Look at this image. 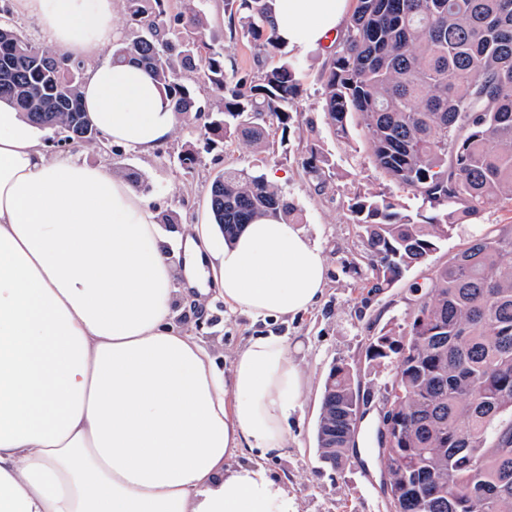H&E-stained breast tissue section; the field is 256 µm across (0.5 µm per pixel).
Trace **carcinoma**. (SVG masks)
Instances as JSON below:
<instances>
[{
	"mask_svg": "<svg viewBox=\"0 0 512 512\" xmlns=\"http://www.w3.org/2000/svg\"><path fill=\"white\" fill-rule=\"evenodd\" d=\"M230 35L276 41L270 0H224ZM127 21L147 29L113 45L112 62L149 69L176 115L205 116L207 141L259 146L272 118L286 126L301 88L296 61L258 75L228 71L196 11L168 0H126ZM324 112L341 138L358 119L376 166L407 190L416 212L382 191L347 201L359 228L366 287L380 293L439 250L458 224L512 201V0H356L332 48ZM84 64L59 57L0 24V100L60 141L98 144L82 108ZM202 71L197 87L177 73ZM221 97L220 116L199 98ZM322 185L330 160L316 146L303 162ZM209 210L226 238L258 213L295 208L262 176L230 169L214 179ZM408 329L372 338L366 358L396 364L385 398L398 417L377 450L397 494L389 512H512V224L472 239L438 267ZM364 396L354 368L325 383L316 424L321 461L336 470L354 444Z\"/></svg>",
	"mask_w": 512,
	"mask_h": 512,
	"instance_id": "obj_1",
	"label": "carcinoma"
}]
</instances>
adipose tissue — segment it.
<instances>
[{
  "label": "adipose tissue",
  "instance_id": "obj_1",
  "mask_svg": "<svg viewBox=\"0 0 512 512\" xmlns=\"http://www.w3.org/2000/svg\"><path fill=\"white\" fill-rule=\"evenodd\" d=\"M53 51L93 57L113 0H15ZM279 44L324 48L351 0H273ZM82 102L113 143L153 151L176 115L144 69L91 65ZM175 271L156 211L101 166L50 156L0 102V512H297L264 462L287 443L301 345L259 334L229 370L177 327L183 298L294 317L328 269L297 225L261 217L232 240L196 224ZM241 454L245 463L226 469Z\"/></svg>",
  "mask_w": 512,
  "mask_h": 512
}]
</instances>
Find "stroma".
Returning <instances> with one entry per match:
<instances>
[{
	"mask_svg": "<svg viewBox=\"0 0 512 512\" xmlns=\"http://www.w3.org/2000/svg\"><path fill=\"white\" fill-rule=\"evenodd\" d=\"M170 6L175 12L192 7L206 17V39L223 48L227 68L253 74L282 60L298 59L297 79L302 93L288 125L272 126L270 149L260 152L238 140L206 145L199 122L190 117L178 119L170 139L148 153L87 145L58 148L54 145L57 134L52 130L44 131L43 140L50 143L52 156L78 164L104 165L117 175L137 173L144 197L158 204L161 212L176 214V223L166 227L173 237L192 225L209 221L210 185L224 170L275 175L276 186L302 214L301 229L317 243L328 266L322 298L302 315L262 322L229 312L223 298L212 292L203 303L180 304L177 322L197 330L224 367L230 365L237 348L257 333L272 332L301 341L302 348L295 355L301 372L299 406L288 419L287 446L280 457L269 461V469L274 477L287 481L299 512H387L381 489L383 465L376 453L378 426H359L358 432L365 438V453L349 454L342 468L330 469L318 459L315 427L326 377L335 364L352 365L366 397L364 412L380 411L395 370L367 360L366 348L371 338L384 329H403L410 320L414 287L426 285L433 270L473 236L498 224H512V203L488 207L481 223L457 225L443 248L426 263L412 268L384 293H368L360 275V243L357 227L349 220L347 200L356 187L366 184L403 203L408 194L375 166L362 138L342 139L329 125L323 111L322 80L332 61L330 52L298 55L283 46L265 50L252 40L230 38L224 0H170ZM313 144L334 165V175L322 189L316 187L302 166ZM187 149L199 155L198 165L189 174L180 169L177 161L179 153Z\"/></svg>",
	"mask_w": 512,
	"mask_h": 512,
	"instance_id": "35a3bbf8",
	"label": "stroma"
}]
</instances>
